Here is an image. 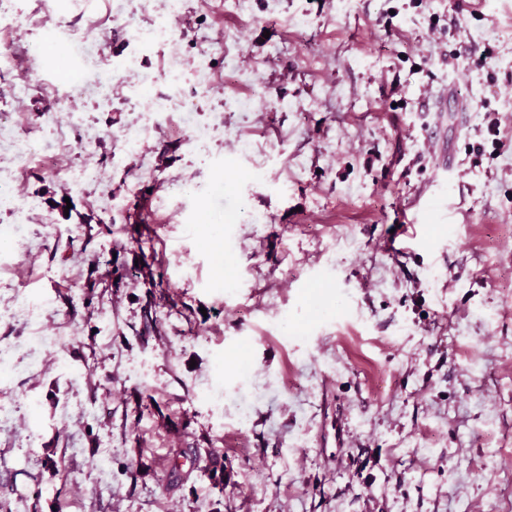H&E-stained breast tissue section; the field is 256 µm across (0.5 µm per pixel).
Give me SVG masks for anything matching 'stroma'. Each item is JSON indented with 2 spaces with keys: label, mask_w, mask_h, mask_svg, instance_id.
Wrapping results in <instances>:
<instances>
[{
  "label": "stroma",
  "mask_w": 512,
  "mask_h": 512,
  "mask_svg": "<svg viewBox=\"0 0 512 512\" xmlns=\"http://www.w3.org/2000/svg\"><path fill=\"white\" fill-rule=\"evenodd\" d=\"M163 15L173 44L132 40ZM1 18L11 54L44 49L27 90L0 88V150L21 112L84 149L6 171L27 221L0 238V501L512 512V0H0ZM87 162L115 200L73 192Z\"/></svg>",
  "instance_id": "obj_1"
}]
</instances>
